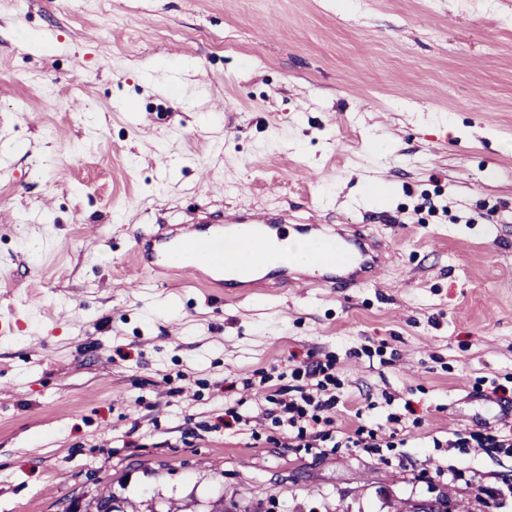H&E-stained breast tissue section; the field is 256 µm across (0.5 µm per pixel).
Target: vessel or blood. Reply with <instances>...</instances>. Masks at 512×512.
<instances>
[{"instance_id": "b4317fda", "label": "vessel or blood", "mask_w": 512, "mask_h": 512, "mask_svg": "<svg viewBox=\"0 0 512 512\" xmlns=\"http://www.w3.org/2000/svg\"><path fill=\"white\" fill-rule=\"evenodd\" d=\"M295 242L315 244L308 261L284 264L278 256ZM134 259L149 271L190 275L213 291L268 288H359L377 282L390 247L361 224H317L288 212L236 210L222 223L178 225L137 239Z\"/></svg>"}]
</instances>
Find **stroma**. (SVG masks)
<instances>
[{"label":"stroma","instance_id":"stroma-1","mask_svg":"<svg viewBox=\"0 0 512 512\" xmlns=\"http://www.w3.org/2000/svg\"><path fill=\"white\" fill-rule=\"evenodd\" d=\"M239 209L370 225L386 274L218 297L135 265L137 237ZM10 322L0 512L101 480L135 512H512V455L433 445L512 433V0H0ZM327 360L330 431L378 453L261 419L249 383Z\"/></svg>","mask_w":512,"mask_h":512}]
</instances>
